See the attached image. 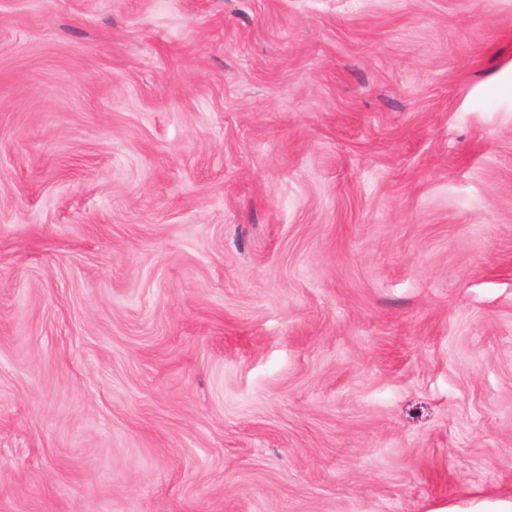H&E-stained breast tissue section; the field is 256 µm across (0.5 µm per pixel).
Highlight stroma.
Returning a JSON list of instances; mask_svg holds the SVG:
<instances>
[{"label":"stroma","mask_w":512,"mask_h":512,"mask_svg":"<svg viewBox=\"0 0 512 512\" xmlns=\"http://www.w3.org/2000/svg\"><path fill=\"white\" fill-rule=\"evenodd\" d=\"M512 500V0H0V512Z\"/></svg>","instance_id":"obj_1"}]
</instances>
